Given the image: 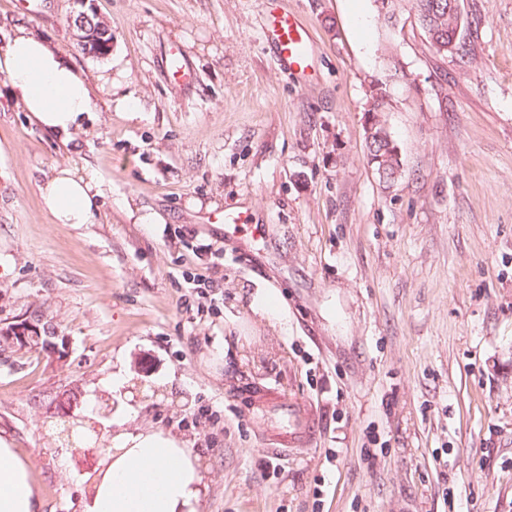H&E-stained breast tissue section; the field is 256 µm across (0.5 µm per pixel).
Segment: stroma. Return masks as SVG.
Returning <instances> with one entry per match:
<instances>
[{
  "label": "stroma",
  "instance_id": "stroma-1",
  "mask_svg": "<svg viewBox=\"0 0 512 512\" xmlns=\"http://www.w3.org/2000/svg\"><path fill=\"white\" fill-rule=\"evenodd\" d=\"M279 4L311 38L306 75L264 27ZM461 6L444 56L375 0H94L112 31L94 58L78 0H0V43L21 21L117 80L80 153L103 204L55 224L37 185L71 152L0 76V321L42 306L71 339L61 369L0 351V433L44 512H84L131 409L200 454L202 512H512V0ZM375 79L391 184L366 157ZM71 387L97 442L46 434ZM291 400L309 447L280 444Z\"/></svg>",
  "mask_w": 512,
  "mask_h": 512
}]
</instances>
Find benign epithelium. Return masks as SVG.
<instances>
[{"label":"benign epithelium","instance_id":"benign-epithelium-1","mask_svg":"<svg viewBox=\"0 0 512 512\" xmlns=\"http://www.w3.org/2000/svg\"><path fill=\"white\" fill-rule=\"evenodd\" d=\"M74 27L79 31L81 49L88 55L102 57L112 51V31L99 16L83 12L77 16ZM387 128L374 113L366 114V140L386 135ZM0 346L5 349L33 348L45 356L50 363L62 366L68 361L71 351L69 337L61 334L45 320L29 314L21 318L0 323Z\"/></svg>","mask_w":512,"mask_h":512}]
</instances>
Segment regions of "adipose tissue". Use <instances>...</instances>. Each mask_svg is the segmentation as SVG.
Here are the masks:
<instances>
[{"label":"adipose tissue","instance_id":"ef3b65f1","mask_svg":"<svg viewBox=\"0 0 512 512\" xmlns=\"http://www.w3.org/2000/svg\"><path fill=\"white\" fill-rule=\"evenodd\" d=\"M0 75L29 118L75 152L97 96L112 95L111 72L101 73L98 87H91L61 50L23 24L0 46ZM39 194L52 223L88 224L104 191L93 168L66 163L54 167ZM91 484L85 512H199L204 470L198 453L180 438L139 427L113 435ZM42 507L28 455L0 436V512H41Z\"/></svg>","mask_w":512,"mask_h":512}]
</instances>
